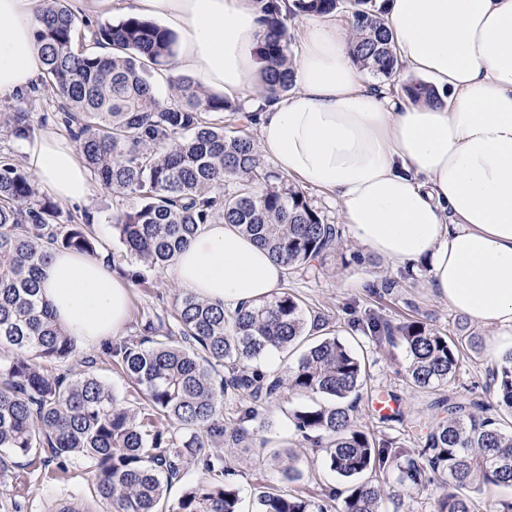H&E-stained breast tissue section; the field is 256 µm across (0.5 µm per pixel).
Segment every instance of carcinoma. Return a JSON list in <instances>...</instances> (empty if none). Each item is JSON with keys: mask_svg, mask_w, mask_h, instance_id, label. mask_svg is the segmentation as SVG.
I'll list each match as a JSON object with an SVG mask.
<instances>
[{"mask_svg": "<svg viewBox=\"0 0 512 512\" xmlns=\"http://www.w3.org/2000/svg\"><path fill=\"white\" fill-rule=\"evenodd\" d=\"M36 39L44 60L42 84L61 99L64 122L79 141L87 169L106 190L137 200L112 214V228L135 266L133 283L160 272L204 224H233L268 250L285 279L339 245L341 231L313 206L307 192L260 161L256 142L224 130V113L254 124L258 113L180 76L155 90L175 57V34L139 16L82 31L68 0H42ZM266 34L256 46L261 93L276 100L294 86L281 0H251ZM352 13L356 64L378 83L398 67L384 27L380 0H292V16ZM413 99H437L423 82L404 87ZM16 139L33 133L29 112L3 116ZM232 181L233 194L224 193ZM56 205L38 196L25 171L0 160V512H19L9 484L12 460L53 462L65 474L77 459L89 465L94 496L120 512H243L240 491L224 483V456L207 451L224 441V399L245 391L254 401L281 388L248 362L321 332L328 320L307 315L302 301L283 291L271 301L225 312L192 294H180L166 315L142 324L141 334L104 344L105 354L144 397L135 412L92 373L70 377L56 366L79 353L40 297L39 272L49 251L98 255V240L82 224L62 230ZM173 320L177 332L167 327ZM408 356L406 378L430 389L454 376L471 340L416 319L391 323L370 310L350 323ZM366 384L361 358L334 336L312 343L288 373V389L327 402L293 412L296 431L322 449L330 468L351 479L345 493L317 496L263 491L256 512H379L377 474L404 459L400 482L420 488L438 476L437 512H512V498L478 500L474 485L512 487V428L490 411L512 417V352L502 357L489 388L496 403L445 397L444 416L417 448L357 427L352 412ZM194 461L204 479L170 504L163 496Z\"/></svg>", "mask_w": 512, "mask_h": 512, "instance_id": "1", "label": "carcinoma"}]
</instances>
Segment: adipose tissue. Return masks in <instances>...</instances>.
I'll use <instances>...</instances> for the list:
<instances>
[{"label":"adipose tissue","instance_id":"adipose-tissue-1","mask_svg":"<svg viewBox=\"0 0 512 512\" xmlns=\"http://www.w3.org/2000/svg\"><path fill=\"white\" fill-rule=\"evenodd\" d=\"M40 0H0V97L30 88L44 64ZM134 13L177 30L172 75L191 72L236 99L257 79L263 34L249 0H132ZM399 64L445 96L430 105L367 84L335 15L303 30L298 89L253 102L259 148L277 168L330 193L351 238L392 263L421 262L427 286L490 327L488 359L512 350V0H388ZM58 201L92 194L71 142L45 130L25 148ZM208 303L235 311L277 296L284 270L230 224H207L166 270ZM41 288L78 344L117 336L129 293L105 258L53 251Z\"/></svg>","mask_w":512,"mask_h":512}]
</instances>
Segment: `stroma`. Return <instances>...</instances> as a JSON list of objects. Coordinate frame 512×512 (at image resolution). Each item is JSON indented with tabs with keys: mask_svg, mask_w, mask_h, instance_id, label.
<instances>
[{
	"mask_svg": "<svg viewBox=\"0 0 512 512\" xmlns=\"http://www.w3.org/2000/svg\"><path fill=\"white\" fill-rule=\"evenodd\" d=\"M20 108L29 112L35 132L50 128L58 136L70 138L71 133L61 119L51 90L41 89L35 99L25 92L0 98V113ZM132 204V199L98 186L86 201L59 204L56 222L63 226L90 223L99 241L100 252L111 257L112 270L120 275L129 269L130 263L112 228V214ZM388 279L399 283L392 294L381 298L370 294V286ZM284 286L297 295L306 308L325 313L331 329L343 338L349 335L348 306L352 303L361 310H374L395 323L418 318L449 336L475 337L477 350H466L454 378L447 386L433 392H423L412 389L406 381L407 354L403 348L357 335L358 351L366 363V385L354 420L364 430H385L387 435L414 447L424 440L435 419L441 415L436 405L438 398L454 393L492 401V394L486 391L492 370L486 348L492 330L459 314L447 302L436 297L427 286L424 264L407 267L387 262L366 253L346 236L336 251L294 274L285 281ZM178 291V286L163 273L150 284L131 285L130 318L120 333L121 339L137 334L143 314L171 309ZM87 357L95 361L94 373L122 398L126 406L134 410L141 406L144 401L142 394L122 371L107 363L101 347L81 348L78 357L66 362V369L74 373L83 371V360ZM380 392L391 394L399 400L405 415L404 422H394L384 427L369 413L367 399ZM318 401L315 395L281 389L264 403L252 421L245 424L251 436L249 442L239 445L225 442L224 459L231 468L228 480L239 488L244 508H251L257 495L272 486L284 492L302 491L312 496L326 486L345 489L346 480L330 470L324 452L305 447L296 438L292 412ZM289 439L294 442L293 453L303 473L302 480L297 483L284 482L280 473L283 463L277 453ZM15 469L27 475V486L21 497L22 512H54L57 504L66 499L87 503L92 500L91 477L82 462L73 463L69 473L58 479L52 478L46 470L26 471L21 463L16 464ZM399 476L400 462L393 459L378 477L384 488L382 512H436L437 499L441 494L438 480H430L423 489L413 490L402 485Z\"/></svg>",
	"mask_w": 512,
	"mask_h": 512,
	"instance_id": "obj_1",
	"label": "stroma"
}]
</instances>
